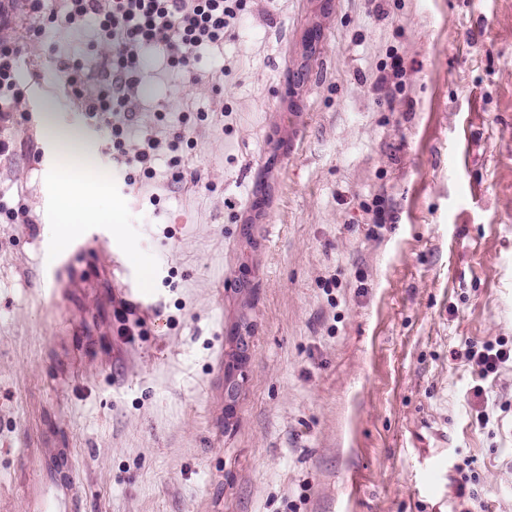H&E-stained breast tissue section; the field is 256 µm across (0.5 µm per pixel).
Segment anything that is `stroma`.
Masks as SVG:
<instances>
[{
	"mask_svg": "<svg viewBox=\"0 0 512 512\" xmlns=\"http://www.w3.org/2000/svg\"><path fill=\"white\" fill-rule=\"evenodd\" d=\"M197 68L145 53L126 148L206 111L201 184L131 186L26 47L0 126V208L26 210L0 220V512L53 495L61 454L78 512H512V362L465 354L512 346V0H252ZM50 124L100 210L63 253ZM498 348L493 344H486L482 351L474 350L473 345H467L466 356L476 360L478 366L485 373L494 372L500 364L512 360V347L508 348L506 343H497Z\"/></svg>",
	"mask_w": 512,
	"mask_h": 512,
	"instance_id": "obj_1",
	"label": "stroma"
}]
</instances>
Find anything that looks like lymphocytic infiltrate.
<instances>
[{
	"label": "lymphocytic infiltrate",
	"mask_w": 512,
	"mask_h": 512,
	"mask_svg": "<svg viewBox=\"0 0 512 512\" xmlns=\"http://www.w3.org/2000/svg\"><path fill=\"white\" fill-rule=\"evenodd\" d=\"M248 0H60V14L44 10V0H23L27 38L47 39L56 19H64L73 31L95 22L96 35L111 46L112 53L96 76L85 73L78 59L63 63L67 84L84 112L106 125L109 140L117 154H125L127 123L135 111V98L141 83V58L148 48L162 47L167 66L193 76L191 61L197 49L218 47L247 9ZM22 41L0 37V100L14 102L24 96L19 80ZM193 137L179 130L165 138L145 139L126 163L142 173L155 176L152 162L159 154L170 156L173 183H199L198 173H186L181 155L192 148Z\"/></svg>",
	"instance_id": "1"
}]
</instances>
